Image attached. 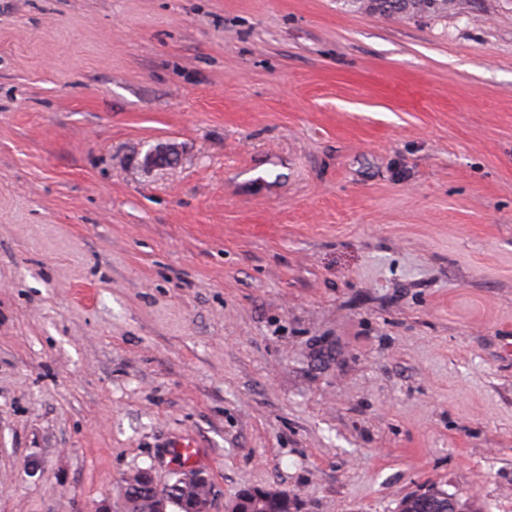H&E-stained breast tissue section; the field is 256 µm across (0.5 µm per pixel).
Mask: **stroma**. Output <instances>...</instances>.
Wrapping results in <instances>:
<instances>
[{"label":"stroma","instance_id":"stroma-1","mask_svg":"<svg viewBox=\"0 0 512 512\" xmlns=\"http://www.w3.org/2000/svg\"><path fill=\"white\" fill-rule=\"evenodd\" d=\"M181 444L211 512H512V0H0V512ZM357 10L364 9L386 18H413L448 12L452 0H345Z\"/></svg>","mask_w":512,"mask_h":512}]
</instances>
